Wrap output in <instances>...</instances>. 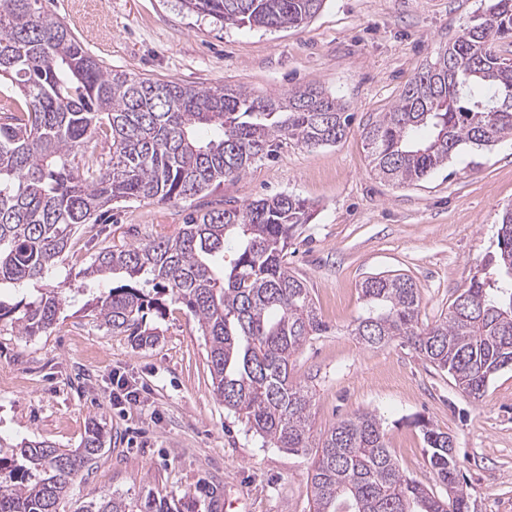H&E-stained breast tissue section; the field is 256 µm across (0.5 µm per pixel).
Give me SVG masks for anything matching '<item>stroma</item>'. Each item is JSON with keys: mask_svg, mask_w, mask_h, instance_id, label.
<instances>
[{"mask_svg": "<svg viewBox=\"0 0 512 512\" xmlns=\"http://www.w3.org/2000/svg\"><path fill=\"white\" fill-rule=\"evenodd\" d=\"M42 5L109 69L268 96L314 85L353 115L334 145L289 146L238 178L176 202L115 205L111 223L84 225L55 271L74 298L53 333L24 338L0 330L1 439L74 449L91 421L107 432L63 512L104 494L124 499L132 512L150 494L174 512H311L312 455L264 443L225 409L212 389L205 338L187 309L169 303L157 323L158 342L135 348L86 309L97 291L81 276L91 255L111 243L169 238L188 213L279 193L319 205L287 255L289 271L303 279L329 327L292 363L294 377L313 395V436L372 412L403 474L443 498L447 489L431 473L420 427L428 422L453 440L468 512H512V367L476 399L407 344L368 347L351 334L368 276H411L419 321L430 325L498 251L502 210L512 204V138L464 149L426 179L399 186L373 174L362 136L417 67L469 24L481 0H324L300 29L224 26L179 0ZM117 375L136 389L138 402L111 404Z\"/></svg>", "mask_w": 512, "mask_h": 512, "instance_id": "stroma-1", "label": "stroma"}]
</instances>
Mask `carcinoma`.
Returning a JSON list of instances; mask_svg holds the SVG:
<instances>
[{"mask_svg": "<svg viewBox=\"0 0 512 512\" xmlns=\"http://www.w3.org/2000/svg\"><path fill=\"white\" fill-rule=\"evenodd\" d=\"M323 0H183L220 23L300 28ZM461 34L417 68L397 101L363 129L379 178L410 184L447 165L464 146L512 136V0H484ZM0 289L44 283L37 295L0 299V326L18 336H48L67 289L49 282L76 231L96 224L112 202H171L245 172L293 142L335 144L350 123L344 103L306 86L272 97L237 87L196 89L110 70L87 52L41 0H0ZM208 129L213 136L200 137ZM101 131L112 155L81 146ZM316 205L294 195L191 213L177 236L112 244L82 274L103 286L89 306L96 319L137 347L159 339L148 317L167 301L183 304L208 341L213 390L224 407L277 448L315 449L313 512H468L448 434L424 427L429 464L448 486L434 495L403 475L377 416L359 412L322 438L311 433L312 393L292 375V358L327 326L306 284L284 257ZM499 278L473 277L441 320L419 326L420 294L409 277L376 275L361 284L364 312L353 335L367 346L400 338L462 391L480 398L512 365V207L498 230ZM125 283L104 287L113 276ZM106 443L88 424L79 447L23 440L0 456V512H60L75 477ZM79 512H129L106 494Z\"/></svg>", "mask_w": 512, "mask_h": 512, "instance_id": "carcinoma-1", "label": "carcinoma"}]
</instances>
